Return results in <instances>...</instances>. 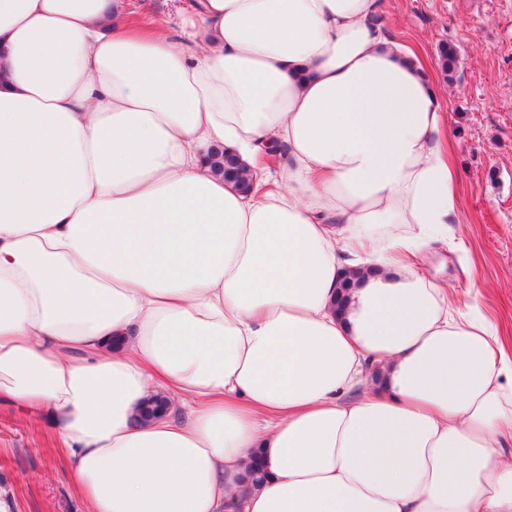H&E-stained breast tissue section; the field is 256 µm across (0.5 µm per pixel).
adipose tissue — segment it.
Instances as JSON below:
<instances>
[{"label": "adipose tissue", "mask_w": 512, "mask_h": 512, "mask_svg": "<svg viewBox=\"0 0 512 512\" xmlns=\"http://www.w3.org/2000/svg\"><path fill=\"white\" fill-rule=\"evenodd\" d=\"M382 5L183 0L174 36L0 0V400L85 512H512V358L418 264L458 219L448 95ZM212 157L215 165L224 171L225 180L234 181L242 189L249 187L243 176H240L239 167L233 155L226 153L225 150H215Z\"/></svg>", "instance_id": "ef3b65f1"}]
</instances>
